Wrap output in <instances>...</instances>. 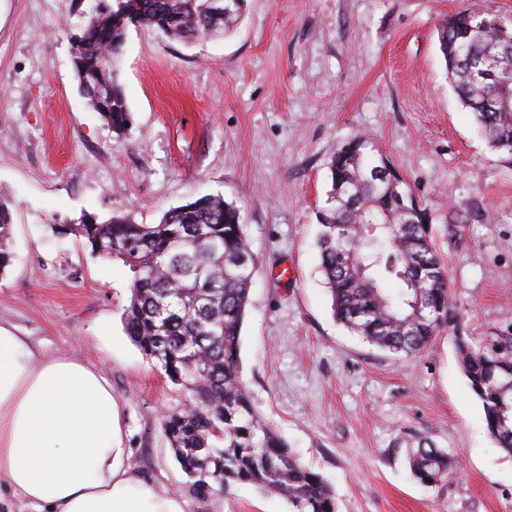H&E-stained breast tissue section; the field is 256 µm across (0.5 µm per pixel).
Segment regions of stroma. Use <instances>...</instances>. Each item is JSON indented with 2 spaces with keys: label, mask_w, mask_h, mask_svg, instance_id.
<instances>
[{
  "label": "stroma",
  "mask_w": 512,
  "mask_h": 512,
  "mask_svg": "<svg viewBox=\"0 0 512 512\" xmlns=\"http://www.w3.org/2000/svg\"><path fill=\"white\" fill-rule=\"evenodd\" d=\"M512 0H247L230 34L192 44L129 28L118 81L133 116L112 131L81 94L70 35L95 0H0V198L14 209L0 323L46 357L107 378L139 475L184 512H290L249 484L198 494L161 423L186 402L123 324L132 274L59 226L138 224L206 194L240 211L256 273L240 367L263 417L335 492L338 512H512V456L496 447L455 334L512 336V163L460 104L443 18ZM370 135L425 206L457 317L397 358L333 317L317 246L329 162ZM458 226L449 238L447 223ZM429 440L460 465L436 486L408 457Z\"/></svg>",
  "instance_id": "35a3bbf8"
}]
</instances>
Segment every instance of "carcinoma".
<instances>
[{
  "mask_svg": "<svg viewBox=\"0 0 512 512\" xmlns=\"http://www.w3.org/2000/svg\"><path fill=\"white\" fill-rule=\"evenodd\" d=\"M216 17L215 0H116L96 9L73 40V66L91 109L115 131L131 124L117 67L129 27L188 44L226 33L245 0ZM496 17L463 9L439 24V42L459 102L473 113L489 146L512 161V30ZM376 144L356 135L336 150L331 192L318 212L320 268L333 316L393 355L426 350L455 317L444 266L426 212L405 182L378 176ZM13 212L0 200V273L11 265ZM91 254L133 273L124 310L126 334L191 407L163 429L175 460L197 493L250 484L283 497L291 512H338L334 488L302 465L261 416L242 379L240 340L255 259L239 210L206 195L166 211L157 224L125 215L63 227ZM460 367L496 446L512 455V336L475 342L455 337ZM413 478L437 484L458 475L445 450L426 442L409 455Z\"/></svg>",
  "mask_w": 512,
  "mask_h": 512,
  "instance_id": "obj_1",
  "label": "carcinoma"
}]
</instances>
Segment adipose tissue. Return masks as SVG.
<instances>
[{"label":"adipose tissue","instance_id":"adipose-tissue-1","mask_svg":"<svg viewBox=\"0 0 512 512\" xmlns=\"http://www.w3.org/2000/svg\"><path fill=\"white\" fill-rule=\"evenodd\" d=\"M124 409L80 361L0 325V484L34 512H183L129 464Z\"/></svg>","mask_w":512,"mask_h":512}]
</instances>
